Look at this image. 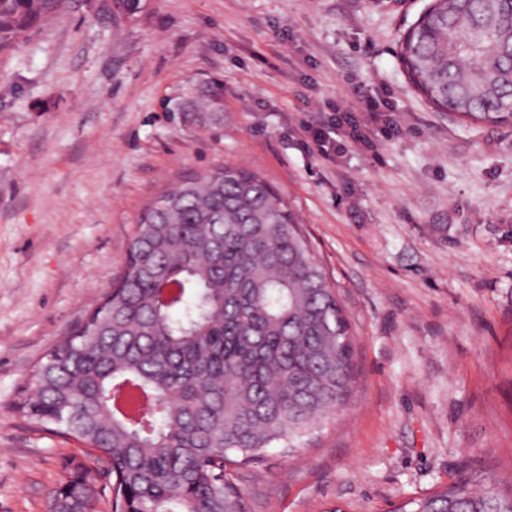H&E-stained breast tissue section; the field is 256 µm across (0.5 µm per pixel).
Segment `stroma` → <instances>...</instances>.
Returning <instances> with one entry per match:
<instances>
[{
	"label": "stroma",
	"mask_w": 512,
	"mask_h": 512,
	"mask_svg": "<svg viewBox=\"0 0 512 512\" xmlns=\"http://www.w3.org/2000/svg\"><path fill=\"white\" fill-rule=\"evenodd\" d=\"M430 0H66L0 52V512H50L95 452L15 411L35 365L112 286L135 220L180 173L260 171L296 210L354 341L347 404L238 470L247 512H393L468 472L512 478V125L414 92L397 41ZM217 112L181 104L211 84ZM399 131L304 147L337 102Z\"/></svg>",
	"instance_id": "stroma-1"
}]
</instances>
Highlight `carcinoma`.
Wrapping results in <instances>:
<instances>
[{"label":"carcinoma","instance_id":"obj_1","mask_svg":"<svg viewBox=\"0 0 512 512\" xmlns=\"http://www.w3.org/2000/svg\"><path fill=\"white\" fill-rule=\"evenodd\" d=\"M64 3L0 0V51ZM398 56L435 111L512 125V0H431ZM191 109L218 112L220 96ZM354 372L348 322L293 208L259 171L226 164L144 207L121 274L34 369L17 412L101 453L112 512H246L226 466L298 451ZM89 482L64 478L51 512L88 503ZM498 484L467 473L412 512H512Z\"/></svg>","mask_w":512,"mask_h":512}]
</instances>
